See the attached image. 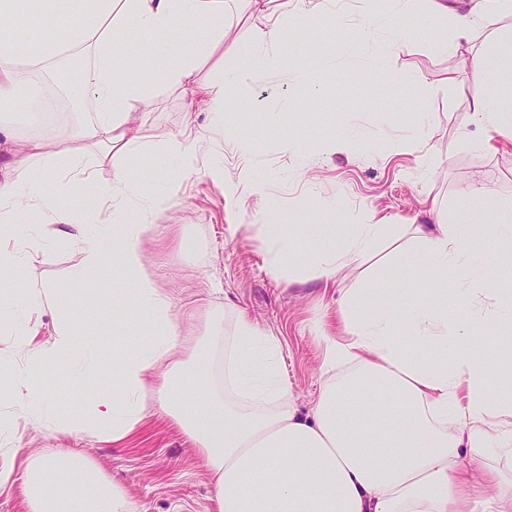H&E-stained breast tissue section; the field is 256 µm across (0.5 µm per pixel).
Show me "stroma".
<instances>
[{"label":"stroma","mask_w":512,"mask_h":512,"mask_svg":"<svg viewBox=\"0 0 512 512\" xmlns=\"http://www.w3.org/2000/svg\"><path fill=\"white\" fill-rule=\"evenodd\" d=\"M345 19L326 42L307 39L292 25H284L283 40L294 44L297 58H278L256 72L251 81L227 94V120L258 138L250 160H242L224 133L210 125L207 111L195 113L207 157L219 159L226 181L240 184L237 195L207 178H171L165 184L176 205L156 218L148 243L147 267L158 285L182 304L213 296L224 305V325L232 327L245 314L264 332L282 342V373L288 393L301 413H309L318 396L322 350L313 338L316 324L328 330L338 325L339 288L351 287L354 276L341 277L338 287L321 282L290 283L273 274L261 249L259 208H266L275 224L296 223L309 215L311 223L332 224L337 236L347 225L362 223L372 212L387 216L393 234L405 225L424 223L425 194L440 201V216H451L456 197L474 181L505 197H512V144L497 151L478 148L479 127L463 126L466 98L483 93L470 73L457 69L446 37L422 27L418 16L428 7L416 0L415 12L405 18L409 36L390 62L387 79L375 77L367 65L368 49L354 41V27L367 13L386 23L387 0H336ZM263 23L259 15L233 0L226 13L229 39L241 53L255 50L253 35ZM455 83H448V74ZM326 90V100L312 109L311 86ZM282 113L284 121L303 118L292 137L269 124L266 115ZM149 125L172 136L180 135L185 116L175 88L158 84L147 109ZM415 142L412 153L392 152L394 140ZM268 178L264 199L251 195L246 184L255 174ZM43 219L31 217L22 235L33 246L48 245L51 261L39 270L42 278L63 282L68 303L81 311L75 331L92 343L102 372L84 376L74 389L68 376L44 381L49 395L74 405L84 404L112 386L113 345L119 340L112 327V283L100 281L99 294L82 285L64 283L63 274L74 254L63 241L46 242ZM184 229L183 252L160 253L159 246L177 229ZM388 255L377 287L411 289V301L428 298L433 286L415 276L405 262L381 244ZM10 379L0 376V448L18 449L20 457L37 458L60 448L86 452L100 470L118 482L136 512H216L211 477L192 443L156 405H149L141 431L124 445L81 437L55 439L34 425L12 426Z\"/></svg>","instance_id":"1"}]
</instances>
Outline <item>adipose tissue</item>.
Masks as SVG:
<instances>
[{
	"instance_id": "ef3b65f1",
	"label": "adipose tissue",
	"mask_w": 512,
	"mask_h": 512,
	"mask_svg": "<svg viewBox=\"0 0 512 512\" xmlns=\"http://www.w3.org/2000/svg\"><path fill=\"white\" fill-rule=\"evenodd\" d=\"M267 23L255 33L257 51L219 80L200 79L201 66L224 44V0H64L54 17L31 0H0V101L20 100L22 127L0 122V273L48 263L46 250L22 243L16 229L42 215L47 237L65 241L76 261L67 281L87 285L111 278L112 324L124 335L147 331L146 345L116 361L111 391L87 405L49 397L40 370L73 362V375L99 372L96 350L80 345L78 317L58 284L34 279L0 290V318L10 320L27 355L16 367V422L44 425L51 433L86 435L124 443L156 401L193 443L213 482L216 512H512V480L485 465L489 449L512 461V344L497 355L482 350L481 331L512 334V262L495 260L500 233L477 243L471 227L494 211L512 223V202L473 183L458 200L451 222L409 225L412 244L403 259L412 272L435 282L424 304L372 288L377 272L363 273L361 287L338 301L342 333L320 334L323 382L310 414H301L281 377L279 337L238 317L222 336V306L209 301L175 309L146 271V244L155 218L175 207L161 189L168 171L150 181L132 175L126 162L145 149L177 159L184 178L223 181L220 163L203 164L197 143L147 134L142 110L157 81L175 87L183 109L208 110L213 127L224 124V92L246 82L271 60L281 43L283 20L304 25L309 0H248ZM23 19L16 28L15 19ZM503 21L497 33L490 19ZM425 26L450 31L457 66L485 85L468 98L469 122L482 125L480 147L512 142V0H429ZM405 28L379 34L375 16H364L359 40L375 43L370 64L386 73L406 37ZM79 57V78L64 83L74 102H89L88 121L72 124L65 138L44 133V89L25 88L26 75L58 74L62 60ZM112 164L111 181L97 179ZM54 182L51 194L40 187ZM94 185L93 205L62 208L78 187ZM264 247L278 275L328 282L340 272L361 271L390 226L369 215L352 225L342 246L307 224H268ZM465 287L478 302L448 319V283ZM57 317L50 340L39 341L40 317ZM405 320L415 341L396 340ZM221 340L218 369L196 370L197 329ZM508 375L492 398L487 380L494 365ZM194 381L199 397L173 400L177 383ZM387 392L388 407L368 401L347 415L351 392ZM484 464L495 487L484 496L470 468ZM22 471L27 512H133L128 494L95 463L64 452L18 466L17 452L0 450V488Z\"/></svg>"
}]
</instances>
